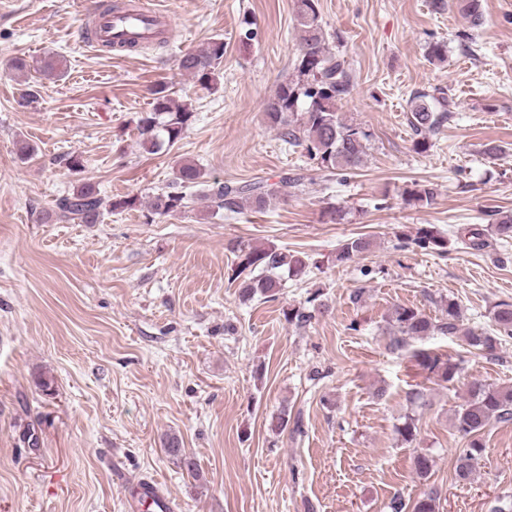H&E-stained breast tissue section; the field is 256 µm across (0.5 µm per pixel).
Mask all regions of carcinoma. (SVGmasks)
<instances>
[{
	"label": "carcinoma",
	"instance_id": "carcinoma-1",
	"mask_svg": "<svg viewBox=\"0 0 512 512\" xmlns=\"http://www.w3.org/2000/svg\"><path fill=\"white\" fill-rule=\"evenodd\" d=\"M456 6L469 21L470 28L483 26L485 18L481 0H456ZM296 19L301 32L300 54L296 78L281 83L265 104L267 123L280 133L281 139L291 145L301 146L310 160L319 168L332 174L359 168L366 156L370 138L361 126L346 121L338 112L337 104L349 95L352 82L349 64L345 58L330 51L326 45L318 0H295ZM224 58V40L212 39L199 48L183 55L178 68L200 84L208 86L215 80L216 72ZM40 71L48 78L63 75L62 61L50 56L40 61ZM152 111L141 119L139 135L143 147L154 152L162 146H174L189 126L193 117L187 108L175 104L167 85L161 83L152 92ZM452 117L450 102L445 96L425 92L414 95L410 101V123L420 139L416 150L424 152L431 146L430 137ZM204 173L197 165L187 162L178 166L171 190L159 193L150 202L153 215H169L187 207V196L181 189L200 183ZM303 185L296 174H284L274 184H231L215 180L210 187V199L217 210L235 213L244 204L263 209L272 196L286 197ZM405 201L413 205H427L436 196L431 184L413 183L402 191ZM103 200L91 184L85 183L57 202V217L62 221L79 224L98 222ZM494 216L490 230L497 239L512 240V212L491 211ZM404 247L444 255L448 252V239L432 226H422L414 236L404 242ZM371 248L364 237L351 238L336 251V261L343 262L360 256ZM230 251L236 258L231 280L237 283L238 297L243 303L255 300L276 299L283 288L284 277L306 274L309 264L301 257L289 256L273 246L260 248L233 242ZM327 305L314 294L300 306L283 310L286 322L305 327L323 313ZM494 324L491 332H476L463 327L460 305L453 299L443 301L441 317L433 319L415 306L397 305L388 320L389 346L403 350L409 341L427 336L458 338L470 348L486 355H494L503 338H512V303L502 301L490 310ZM417 365L443 383H452L462 370L459 363L443 359L439 354L422 349L414 353ZM512 422V385H496L481 380L473 381L468 397L455 413L459 432L469 437L468 448L458 455L455 473L467 481L476 470L484 451L481 434L491 420ZM294 424L300 430V421L292 418L283 407L270 417V427L279 432ZM440 496L430 488L409 503L400 494L389 502L390 512H439Z\"/></svg>",
	"mask_w": 512,
	"mask_h": 512
}]
</instances>
